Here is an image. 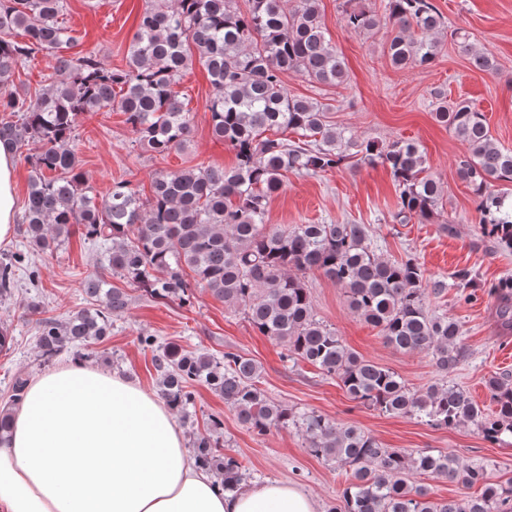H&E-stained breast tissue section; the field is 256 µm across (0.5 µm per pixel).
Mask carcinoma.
Here are the masks:
<instances>
[{
  "label": "carcinoma",
  "instance_id": "obj_1",
  "mask_svg": "<svg viewBox=\"0 0 512 512\" xmlns=\"http://www.w3.org/2000/svg\"><path fill=\"white\" fill-rule=\"evenodd\" d=\"M383 2L391 64L433 63L444 27L434 0ZM63 9L64 0H0V110L12 116L0 121V144L22 156L33 172L21 216L28 248L0 259V297L11 295L18 270L38 287L34 252L58 248L75 224L85 239L112 243L107 265L81 282L92 307L36 320L43 362L109 335L111 316L130 302L109 282L117 275L152 299L190 306L201 291L243 308L260 334L283 347L284 360H301L337 377L352 400L383 414L438 429L471 423L492 443L512 436L511 374L487 378L495 405L490 413L455 386L413 391L395 371L349 351L336 330L316 319L306 274L317 271L343 288L351 311L378 329L386 344L426 352L444 373L467 357L460 322L425 305L426 294L442 293L447 283L428 279L412 258L376 255L361 224H265L282 173L334 169L354 147L364 160L390 168L400 187L402 220L430 217L442 193L440 182L426 174L425 155L415 142H359L328 124L329 105L284 87L282 75L290 71L325 86L346 80L345 60L327 36L319 0H248L244 12L236 0H145L122 71L109 68L95 52L75 51L81 38L59 21ZM341 22L354 32L379 25L375 12L362 8L344 9ZM461 47L476 69H495L471 44L463 41ZM43 51L56 55L51 83L33 95L13 89L16 69ZM196 62L214 89L212 134L233 150L235 165L201 161L159 172L145 199L128 181L97 193L75 149L78 120L115 106L143 150H180L191 126L173 86ZM434 118L468 146L457 172L472 190L482 231L512 248V194L494 190L497 183L512 184V149L493 141L484 114L465 100L450 103L438 93ZM267 131H291L300 139L271 138ZM31 143L37 151L23 154ZM493 292L502 326L512 328V277L500 280ZM141 344L152 351L160 394L171 409L186 411L195 402L194 386L204 385L257 434L293 429L311 455L351 470L354 481L329 512H512L511 484L489 482L482 468L453 454L383 448L357 427L274 402L260 386V366L249 357L226 351L217 360L155 336L142 337ZM209 420L207 432L193 435L192 450L225 490L234 491L246 481V469L212 439L223 419L212 414ZM418 474L478 486L480 494L436 500L416 483Z\"/></svg>",
  "mask_w": 512,
  "mask_h": 512
}]
</instances>
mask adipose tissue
I'll return each instance as SVG.
<instances>
[{
  "instance_id": "obj_1",
  "label": "adipose tissue",
  "mask_w": 512,
  "mask_h": 512,
  "mask_svg": "<svg viewBox=\"0 0 512 512\" xmlns=\"http://www.w3.org/2000/svg\"><path fill=\"white\" fill-rule=\"evenodd\" d=\"M13 154L0 149V242L14 232ZM0 512H318L304 490L236 492L198 466L170 408L82 358L33 377L0 443Z\"/></svg>"
}]
</instances>
